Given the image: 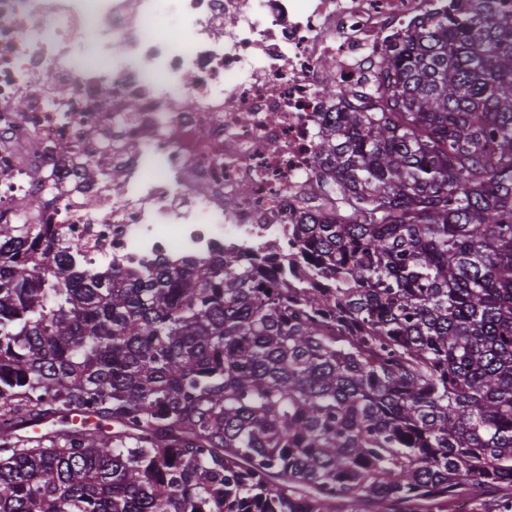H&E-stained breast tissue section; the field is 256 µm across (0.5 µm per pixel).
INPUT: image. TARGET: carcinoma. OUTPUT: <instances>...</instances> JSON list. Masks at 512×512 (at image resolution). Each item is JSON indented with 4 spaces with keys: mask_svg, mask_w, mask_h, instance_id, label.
<instances>
[{
    "mask_svg": "<svg viewBox=\"0 0 512 512\" xmlns=\"http://www.w3.org/2000/svg\"><path fill=\"white\" fill-rule=\"evenodd\" d=\"M380 64L287 254L118 276L0 224V512H512V10Z\"/></svg>",
    "mask_w": 512,
    "mask_h": 512,
    "instance_id": "1",
    "label": "carcinoma"
}]
</instances>
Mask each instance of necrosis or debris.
<instances>
[{
  "label": "necrosis or debris",
  "instance_id": "necrosis-or-debris-1",
  "mask_svg": "<svg viewBox=\"0 0 512 512\" xmlns=\"http://www.w3.org/2000/svg\"><path fill=\"white\" fill-rule=\"evenodd\" d=\"M446 4L0 0V223L62 225L85 265L124 271L287 248L328 113L373 104L383 53Z\"/></svg>",
  "mask_w": 512,
  "mask_h": 512
}]
</instances>
